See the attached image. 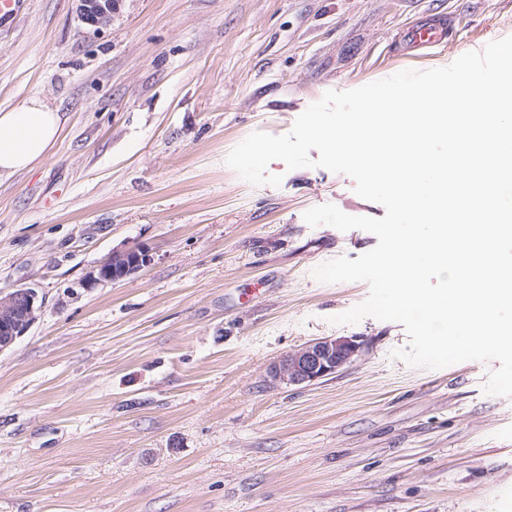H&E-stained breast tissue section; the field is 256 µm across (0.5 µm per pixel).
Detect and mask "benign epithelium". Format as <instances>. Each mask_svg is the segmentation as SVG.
<instances>
[{
	"instance_id": "benign-epithelium-1",
	"label": "benign epithelium",
	"mask_w": 512,
	"mask_h": 512,
	"mask_svg": "<svg viewBox=\"0 0 512 512\" xmlns=\"http://www.w3.org/2000/svg\"><path fill=\"white\" fill-rule=\"evenodd\" d=\"M79 12L86 24L102 28L110 24L119 0H78ZM150 261L143 248L116 250L99 265L92 277L95 282H114L138 273ZM42 302L30 287L0 291V354L11 349L25 336L37 319ZM359 351L350 338H322L282 356L269 371L274 381L293 385L308 384L335 373L350 363Z\"/></svg>"
}]
</instances>
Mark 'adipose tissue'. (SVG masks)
<instances>
[{
    "label": "adipose tissue",
    "mask_w": 512,
    "mask_h": 512,
    "mask_svg": "<svg viewBox=\"0 0 512 512\" xmlns=\"http://www.w3.org/2000/svg\"><path fill=\"white\" fill-rule=\"evenodd\" d=\"M60 130L59 114L39 98L0 110V174L27 171L46 161Z\"/></svg>",
    "instance_id": "adipose-tissue-1"
}]
</instances>
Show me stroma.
<instances>
[{"label": "stroma", "instance_id": "1", "mask_svg": "<svg viewBox=\"0 0 512 512\" xmlns=\"http://www.w3.org/2000/svg\"><path fill=\"white\" fill-rule=\"evenodd\" d=\"M440 15L448 41L399 57L398 31ZM509 35L512 0H120L99 30L75 0H28L0 31V110L38 97L62 127L45 162L0 175V290L43 297L0 354V512H503L494 363L412 368L390 356L402 324L330 321L369 286L313 269L377 239L303 214L383 206L342 173L276 160L280 186L255 185L226 158L326 91ZM137 245L147 267L91 281ZM325 337L355 339V360L271 380Z\"/></svg>", "mask_w": 512, "mask_h": 512}]
</instances>
